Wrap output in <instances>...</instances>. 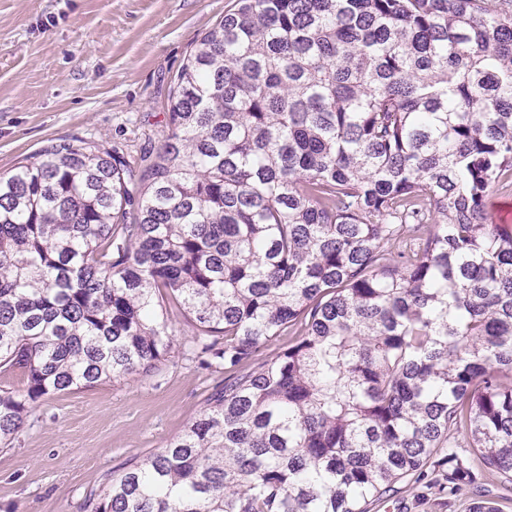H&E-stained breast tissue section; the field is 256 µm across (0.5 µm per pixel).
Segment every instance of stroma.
<instances>
[{"instance_id":"35a3bbf8","label":"stroma","mask_w":512,"mask_h":512,"mask_svg":"<svg viewBox=\"0 0 512 512\" xmlns=\"http://www.w3.org/2000/svg\"><path fill=\"white\" fill-rule=\"evenodd\" d=\"M234 0H0V173L44 147L94 141L139 156L167 130L177 74ZM161 367L35 403L0 447V512H83L104 477L200 413L224 378L199 367L180 315ZM409 480L372 512H468Z\"/></svg>"}]
</instances>
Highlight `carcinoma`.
<instances>
[{
  "label": "carcinoma",
  "instance_id": "obj_1",
  "mask_svg": "<svg viewBox=\"0 0 512 512\" xmlns=\"http://www.w3.org/2000/svg\"><path fill=\"white\" fill-rule=\"evenodd\" d=\"M511 181L512 0H235L157 147L0 174V444L157 368L177 311L224 382L84 512H371L430 473L500 512L512 226L487 198Z\"/></svg>",
  "mask_w": 512,
  "mask_h": 512
}]
</instances>
